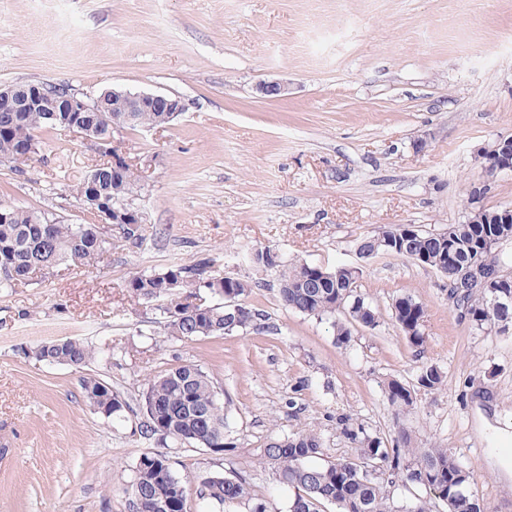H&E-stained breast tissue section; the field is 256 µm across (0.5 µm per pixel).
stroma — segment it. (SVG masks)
<instances>
[{"instance_id": "1", "label": "stroma", "mask_w": 512, "mask_h": 512, "mask_svg": "<svg viewBox=\"0 0 512 512\" xmlns=\"http://www.w3.org/2000/svg\"><path fill=\"white\" fill-rule=\"evenodd\" d=\"M271 80L285 97L258 91ZM28 81L168 94L185 110L114 132L110 153L46 130L30 160L0 162L1 202L87 224L73 190L121 155L145 234L134 245L106 229L94 267L0 289V512H130L132 468L160 448L140 437V412L102 417L79 372L32 353L65 338L95 349L88 373L130 404L169 368L207 371L236 446L181 452L174 468L243 476L267 512L291 497L260 459L270 434L314 431L324 465L357 459L347 424L389 449L404 435L448 449L486 512H512V479L492 465L498 431L512 433V329L461 317L429 266L357 252L388 226L436 232L512 207V172L486 179L480 158L512 138V0H0V85ZM265 247L355 269L379 325L337 345L329 320L285 308L275 271L250 263ZM202 257L250 282L243 302L260 317L247 331L178 340L126 287ZM404 294L425 308L419 348L391 319ZM430 365L445 376L436 390L417 385ZM390 378L414 386L409 412L384 398Z\"/></svg>"}]
</instances>
